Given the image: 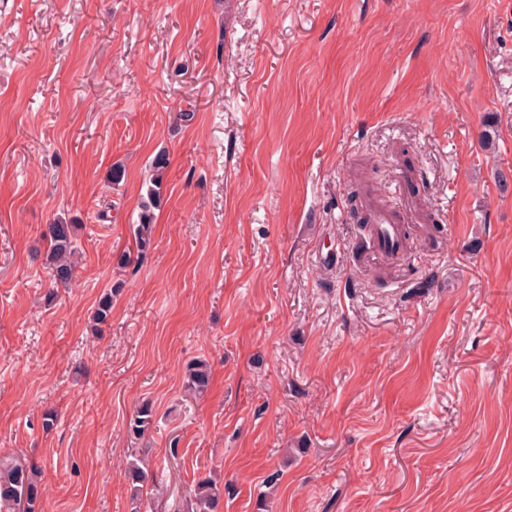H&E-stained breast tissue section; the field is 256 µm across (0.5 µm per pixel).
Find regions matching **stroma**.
I'll return each mask as SVG.
<instances>
[{"label": "stroma", "instance_id": "35a3bbf8", "mask_svg": "<svg viewBox=\"0 0 512 512\" xmlns=\"http://www.w3.org/2000/svg\"><path fill=\"white\" fill-rule=\"evenodd\" d=\"M405 169L433 232L384 264L356 197L401 207ZM60 217L81 262L56 290ZM16 462L42 512H191L204 478L219 512H512V0H0ZM168 159L164 152H159L152 161L153 176L147 189V199L142 202L139 223L134 231L138 253H147L152 243V209L161 203V190ZM78 227V224L63 221L48 225L46 238L49 247L43 260L46 268L51 270L53 283L57 286L70 284L75 276ZM211 368L202 361L191 362L188 366V373L185 387L188 391L194 393L205 390L210 381ZM153 407L152 404L142 402L134 412L129 421V433L138 440L145 436L152 425ZM138 452L131 453L130 456L132 459L129 461L125 476L127 479V483L130 486L131 490V502H137L139 492L141 490V485L145 482L147 478V473L140 466V463L143 464L144 460L141 454H137Z\"/></svg>", "mask_w": 512, "mask_h": 512}]
</instances>
